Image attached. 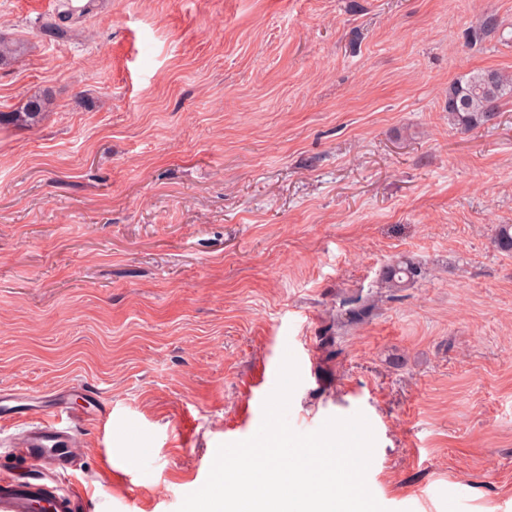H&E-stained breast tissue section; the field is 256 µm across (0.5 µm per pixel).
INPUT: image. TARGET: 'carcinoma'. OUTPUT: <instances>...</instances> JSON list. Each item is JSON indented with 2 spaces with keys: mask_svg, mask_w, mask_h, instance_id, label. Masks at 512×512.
I'll return each mask as SVG.
<instances>
[{
  "mask_svg": "<svg viewBox=\"0 0 512 512\" xmlns=\"http://www.w3.org/2000/svg\"><path fill=\"white\" fill-rule=\"evenodd\" d=\"M71 15L72 12L64 9V3H59L53 18L41 24V33L49 37L64 35L67 32L66 22ZM24 51V41L0 34V62L16 59ZM507 97H512V74L496 69L470 72L448 85V121L460 130L488 124L495 119L501 102ZM50 102L46 94L34 95L22 107L11 112H0V124L32 126L43 117ZM493 246L500 253H512V224L498 225ZM418 273L415 264L399 259L383 267L379 280L387 288L400 289L407 287Z\"/></svg>",
  "mask_w": 512,
  "mask_h": 512,
  "instance_id": "carcinoma-1",
  "label": "carcinoma"
}]
</instances>
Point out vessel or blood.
<instances>
[{"mask_svg":"<svg viewBox=\"0 0 512 512\" xmlns=\"http://www.w3.org/2000/svg\"><path fill=\"white\" fill-rule=\"evenodd\" d=\"M59 404L85 400L89 408L78 415V423L103 422L109 413L91 391L78 384L54 393ZM9 421L21 431L11 443L15 459L27 462L31 473L20 477L0 469V512H80L82 495L65 490L58 482L80 456L83 441L76 425L61 426L44 405L27 402L21 393L0 389V423Z\"/></svg>","mask_w":512,"mask_h":512,"instance_id":"b4317fda","label":"vessel or blood"}]
</instances>
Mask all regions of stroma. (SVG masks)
<instances>
[{
    "label": "stroma",
    "mask_w": 512,
    "mask_h": 512,
    "mask_svg": "<svg viewBox=\"0 0 512 512\" xmlns=\"http://www.w3.org/2000/svg\"><path fill=\"white\" fill-rule=\"evenodd\" d=\"M55 12L0 0V112L52 96L0 125V389L104 397L60 479L83 512H177L288 352V417L363 413L386 512H512V100L463 132L445 97L512 73V0H97L50 38ZM402 256L420 277L378 287ZM51 99L47 94L31 96L22 107L11 112H0V124L17 127L32 126L46 114Z\"/></svg>",
    "instance_id": "35a3bbf8"
}]
</instances>
